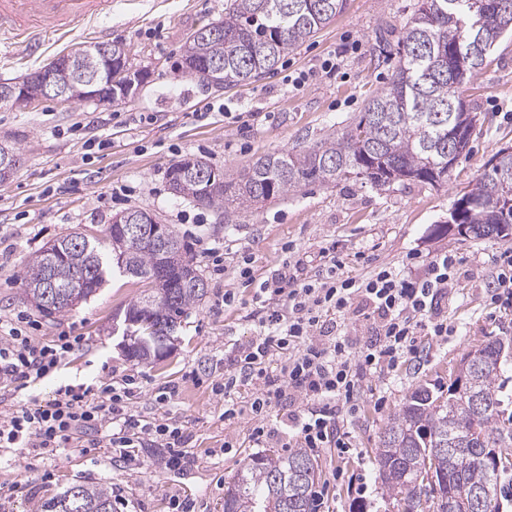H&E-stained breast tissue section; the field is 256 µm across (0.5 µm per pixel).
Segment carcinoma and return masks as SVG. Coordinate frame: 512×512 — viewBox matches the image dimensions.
I'll return each instance as SVG.
<instances>
[{"label": "carcinoma", "instance_id": "obj_1", "mask_svg": "<svg viewBox=\"0 0 512 512\" xmlns=\"http://www.w3.org/2000/svg\"><path fill=\"white\" fill-rule=\"evenodd\" d=\"M346 0H224V17L209 23L218 36L187 43L186 76L201 81L204 64L224 62V84L250 82L275 70L288 53L314 36L345 8ZM512 33V0H418L401 25L399 59L383 89L372 96L350 124L299 150L264 153L236 173L207 166L209 177L185 180L179 163L167 178L177 198L224 213V222L266 202L279 200L309 184L331 185L364 180L374 186L396 181L438 184L448 181L460 156L469 152L476 119L468 111L464 87L486 58L458 55L469 45H495ZM498 163L484 167L460 200L459 223L475 238L502 237L512 226V208L500 197L512 192V152L499 148ZM171 241L180 252L177 264L164 266L149 245H127L118 225L102 240L80 233L55 239L28 258L23 272L26 298L45 317L73 307V294L85 301L112 272L149 284L124 313L127 356L136 361L163 356L183 316L207 293L188 243L176 231ZM53 278L58 300L46 304L43 285ZM512 336L495 337L469 350L462 360L481 367L473 387L484 401L475 413L448 390L416 388L385 426L376 449L378 475L386 493L403 501L404 512H420L421 498L434 489L422 478L443 479L436 512L448 501L460 506L480 500L473 512H502L506 479L512 476V413L506 414L501 381L502 347ZM500 449L499 461L488 449ZM319 476L315 458L301 449L286 456L258 453L240 469L224 492V512H310L312 488ZM79 498L68 492L36 507L35 512H112V494L103 486L77 484Z\"/></svg>", "mask_w": 512, "mask_h": 512}]
</instances>
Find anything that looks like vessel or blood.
<instances>
[{
  "instance_id": "vessel-or-blood-1",
  "label": "vessel or blood",
  "mask_w": 512,
  "mask_h": 512,
  "mask_svg": "<svg viewBox=\"0 0 512 512\" xmlns=\"http://www.w3.org/2000/svg\"><path fill=\"white\" fill-rule=\"evenodd\" d=\"M112 0H0V36L34 56L45 34H66L81 22L109 13Z\"/></svg>"
}]
</instances>
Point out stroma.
<instances>
[{
	"label": "stroma",
	"instance_id": "stroma-1",
	"mask_svg": "<svg viewBox=\"0 0 512 512\" xmlns=\"http://www.w3.org/2000/svg\"><path fill=\"white\" fill-rule=\"evenodd\" d=\"M417 0H347L344 11L256 81L204 90L176 75L182 48L201 26L222 18L224 0H112L110 16L86 21L67 37L50 35L41 54L27 57L0 38V81L25 77L83 42H121L132 64L149 73L145 86L119 105L46 100L30 108L0 104V143L18 147L22 164L0 182V318L28 321L34 336L51 342L67 334L81 343L56 374L24 391L0 388V411L36 395L49 399L62 384L140 380L136 410L168 418L191 436L192 465L177 473L159 468L156 448L138 449L140 465H116L105 447L59 451L43 458L36 448H0V512H34L37 502L77 483L103 485L124 501L116 512H173L175 494L194 498L197 512H224V489L254 453L248 426L224 422V354L248 340L254 323L245 303L225 306L234 271L249 261L262 278L286 260L293 243L305 260L335 245L349 275L363 274L356 254L400 264L409 252L431 261L444 252L461 257V276L440 311L447 338L431 342L392 377H375L364 388L353 421V443L364 468L332 453L318 455L319 479L328 485L330 512H401L382 490L375 450L392 415L421 385H448L462 355L494 336H512V303H491L488 286L503 239L473 238L449 227L453 204L475 182L500 147L512 145V37L500 40L470 84L466 100L476 116L470 150L454 164L447 182L394 183L374 187L350 179L335 185L310 184L294 195L225 223L222 214L174 197L168 167L198 156L221 171H233L262 152L310 145L340 122L363 111L368 99L391 79L398 60L396 28ZM342 53L340 71L326 75L325 60ZM305 75L304 86L288 77ZM215 112L198 120L205 104ZM132 191L126 203L110 201L113 188ZM141 208L173 227L188 242L208 284L206 296L181 322L161 359H128L112 332L116 313L143 293L145 285L116 276L76 309L42 316L26 299L22 271L30 254L71 231L103 238L113 215ZM223 244L224 274L212 271L210 246ZM179 385L178 398L161 400L165 387ZM232 451H225V444ZM366 472L372 491L354 501L348 482Z\"/></svg>",
	"mask_w": 512,
	"mask_h": 512
}]
</instances>
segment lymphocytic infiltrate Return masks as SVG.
I'll list each match as a JSON object with an SVG mask.
<instances>
[{
  "label": "lymphocytic infiltrate",
  "instance_id": "lymphocytic-infiltrate-1",
  "mask_svg": "<svg viewBox=\"0 0 512 512\" xmlns=\"http://www.w3.org/2000/svg\"><path fill=\"white\" fill-rule=\"evenodd\" d=\"M344 266L331 245L321 249L319 270L310 277L297 260L260 281L249 268L240 270L242 285L253 291L256 330L231 347L224 418L247 420L254 445L278 435L287 448L332 451L341 459L355 455L346 426L360 411L365 383L396 371L416 353L418 337L447 335L438 312L458 283L460 258L444 253L423 265L410 253L403 268L379 263L358 277L344 275ZM354 316L366 320L363 331L350 329ZM79 342L63 335L46 344L9 328L0 336V382L18 391L30 387L57 371ZM241 385L253 388L244 405L236 397ZM134 397L133 388L108 382L60 385L48 401L34 397L0 411V447L54 453L84 447L104 432L127 463H134V449L149 446L163 449L162 469H183V428L145 418L133 409ZM278 406L286 409L279 417L273 414Z\"/></svg>",
  "mask_w": 512,
  "mask_h": 512
}]
</instances>
